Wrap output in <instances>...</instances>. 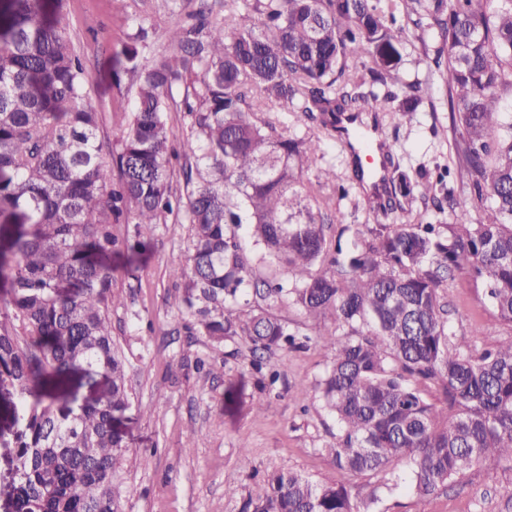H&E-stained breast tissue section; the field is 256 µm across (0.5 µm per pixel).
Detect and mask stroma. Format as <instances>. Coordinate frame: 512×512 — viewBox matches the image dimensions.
<instances>
[{"label":"stroma","instance_id":"1","mask_svg":"<svg viewBox=\"0 0 512 512\" xmlns=\"http://www.w3.org/2000/svg\"><path fill=\"white\" fill-rule=\"evenodd\" d=\"M196 7L197 0H63L61 13L86 67V102L98 114L104 152L118 149L130 118L133 88L123 72L125 45L141 28V55L161 56L169 28ZM398 24L403 58L387 87L400 93L421 83L423 102L409 116L382 115L380 133L403 145L406 165L422 164L435 174L448 165L451 137L448 97L433 62L440 39L406 18ZM188 236V225L172 215L157 226L147 249L133 257L124 250L112 256L116 288L125 298L112 311V334L126 358L134 402L115 430L128 453L148 459L125 476L126 512H241L244 500L264 495L275 471L336 482L339 472L324 451L336 437V420L318 390L331 361L321 335L332 322L308 317L291 304L277 306V315L308 340L272 355L278 378L269 382L251 369L246 337L216 344L193 335L170 306L177 292L171 262L186 255ZM130 261L137 267L132 277L123 272ZM447 287L450 331L472 356L512 337V326L497 319L483 286L468 271L455 272ZM300 388L306 391L301 398ZM46 390L62 402H95L106 397L109 384L73 376L49 382ZM377 512H512V465L476 464L421 510L407 489H399Z\"/></svg>","mask_w":512,"mask_h":512}]
</instances>
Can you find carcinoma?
<instances>
[{
	"label": "carcinoma",
	"mask_w": 512,
	"mask_h": 512,
	"mask_svg": "<svg viewBox=\"0 0 512 512\" xmlns=\"http://www.w3.org/2000/svg\"><path fill=\"white\" fill-rule=\"evenodd\" d=\"M226 24H177L169 52L143 59L125 47L133 77L131 116L107 157L96 114L83 103L87 77L60 19L45 0H0V399L12 398L18 478L13 512H125L128 452L113 431L132 407L125 359L112 336L120 303L108 259L120 242L146 247L158 224L181 216L191 231L189 265L172 304L188 329L220 344L252 343V367L296 344L275 312L292 303L335 329L323 346L331 364L319 382L336 419L326 445L340 473L318 484L294 471L268 476L267 492L242 512H358L348 477L406 474L418 504L462 479L476 462L512 463V338L474 358L448 326V276L483 281L498 319L512 326V120L496 93L512 73V0H400L415 26L438 30L436 67L450 103L448 162L469 195L427 171L384 158L386 196L419 193L449 213L420 214L353 231L343 253L328 239L303 176L341 199L350 189L322 167V139L336 115L414 112L423 89L381 92L402 60L393 10L381 0H243ZM368 54L370 80L348 74ZM183 111L191 134L177 151L166 122L173 86L188 78ZM292 107L319 135L293 138L276 112ZM181 159L184 185L172 184ZM116 180H111L112 171ZM125 224V239L113 232ZM247 227L261 261L286 279L258 278L241 240ZM100 375L110 384L94 404L59 403L53 378ZM400 484L381 480L363 512Z\"/></svg>",
	"instance_id": "cac0c4a2"
}]
</instances>
